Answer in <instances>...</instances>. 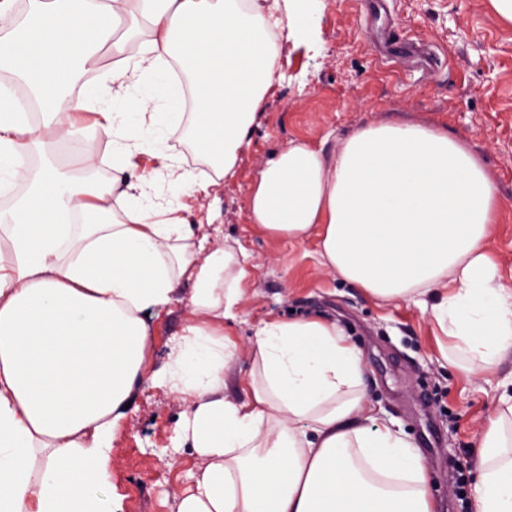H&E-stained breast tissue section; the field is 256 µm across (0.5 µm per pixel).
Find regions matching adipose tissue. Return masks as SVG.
<instances>
[{
	"instance_id": "1",
	"label": "adipose tissue",
	"mask_w": 512,
	"mask_h": 512,
	"mask_svg": "<svg viewBox=\"0 0 512 512\" xmlns=\"http://www.w3.org/2000/svg\"><path fill=\"white\" fill-rule=\"evenodd\" d=\"M270 0H26L31 26L0 35V512H114L110 442L147 366L152 319L181 278L191 318L162 384L186 409L181 441L201 464L177 512H438L414 445L379 427L362 352L335 321L274 319L251 343L245 399L224 394L235 347L224 321L248 275L234 249L199 256L196 230L143 205L146 183L78 182L23 158L105 132L115 163L158 155L184 101L186 129L225 176L275 79ZM132 23L116 35L112 21ZM150 90L95 112L62 90L102 51L126 81L129 43ZM42 104L31 122L12 84ZM496 183L462 142L420 125H370L332 158L294 143L269 158L249 216L270 239L316 236L324 270L382 302L429 297L449 359L486 372L512 347V289L488 244ZM480 441L473 512H512V395Z\"/></svg>"
}]
</instances>
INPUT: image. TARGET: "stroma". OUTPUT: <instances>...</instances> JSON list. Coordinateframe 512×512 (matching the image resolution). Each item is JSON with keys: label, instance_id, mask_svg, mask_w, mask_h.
Returning <instances> with one entry per match:
<instances>
[{"label": "stroma", "instance_id": "obj_1", "mask_svg": "<svg viewBox=\"0 0 512 512\" xmlns=\"http://www.w3.org/2000/svg\"><path fill=\"white\" fill-rule=\"evenodd\" d=\"M306 19L304 30L279 31L277 78L250 136L237 150L234 175L215 173L210 161L172 127L164 142L169 163L135 155L125 178H146L151 202L178 207L200 225L203 252L243 249L244 295L224 332L236 346L226 376L230 398L246 396L252 368L249 341L261 322L290 317L338 321L365 363L368 399L378 423L404 433L422 455L440 512H472L480 435L512 394V354L489 372L472 373L447 362V339L418 303L379 302L326 273L316 237L273 241L249 221V196L264 163L295 142L338 152L368 125L419 124L464 143L497 183L503 201L490 251L497 277L512 289V24L490 0H290ZM114 62L77 86L96 106L117 112L116 83H105ZM93 169L56 145L60 163L76 176L110 179L113 145L98 133L83 141ZM195 171L207 191L175 198L173 169ZM191 285L180 281L175 299L153 321L147 370L125 418L112 437L109 464L116 512H177L196 459L179 450L184 404L160 385L169 345L188 319Z\"/></svg>", "mask_w": 512, "mask_h": 512}]
</instances>
